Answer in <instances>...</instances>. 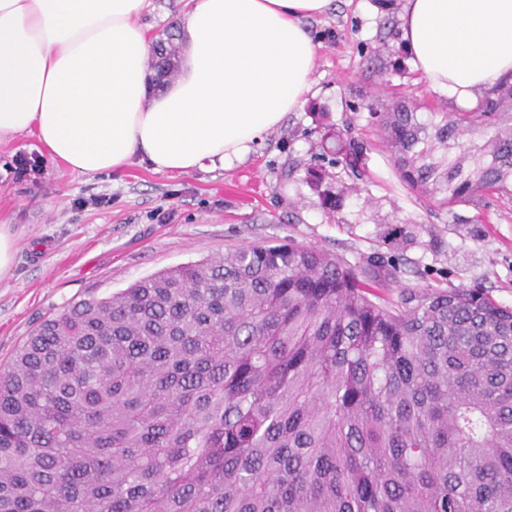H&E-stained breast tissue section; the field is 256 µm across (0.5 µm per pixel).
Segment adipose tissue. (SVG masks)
Returning <instances> with one entry per match:
<instances>
[{
	"instance_id": "ef3b65f1",
	"label": "adipose tissue",
	"mask_w": 512,
	"mask_h": 512,
	"mask_svg": "<svg viewBox=\"0 0 512 512\" xmlns=\"http://www.w3.org/2000/svg\"><path fill=\"white\" fill-rule=\"evenodd\" d=\"M332 0H187L178 76L150 90L146 0H0V137L36 136L95 176L145 164L226 168L299 111ZM402 38L436 91L468 109L512 73V0H403Z\"/></svg>"
}]
</instances>
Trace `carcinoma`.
I'll return each instance as SVG.
<instances>
[{"label":"carcinoma","instance_id":"cac0c4a2","mask_svg":"<svg viewBox=\"0 0 512 512\" xmlns=\"http://www.w3.org/2000/svg\"><path fill=\"white\" fill-rule=\"evenodd\" d=\"M379 127L432 205L512 196V78ZM325 128L359 178L364 146ZM307 183L343 207L325 170ZM0 512H512V309L479 287L385 303L294 242L79 301L0 370Z\"/></svg>","mask_w":512,"mask_h":512}]
</instances>
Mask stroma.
<instances>
[{
    "label": "stroma",
    "mask_w": 512,
    "mask_h": 512,
    "mask_svg": "<svg viewBox=\"0 0 512 512\" xmlns=\"http://www.w3.org/2000/svg\"><path fill=\"white\" fill-rule=\"evenodd\" d=\"M403 0H332L307 26L321 43L307 105L231 168L156 173L144 165L109 175L70 173L35 138L0 139V224L18 234L14 267L0 277V367L44 320L104 298L166 268L258 241H295L366 269L380 265L389 299L402 289H491L512 307V198L431 206L401 182L370 115L406 97L422 111L453 112L401 38ZM181 0H148L141 21L153 41L179 47ZM367 142L364 175L335 220L306 183L316 161L319 115ZM37 157L42 172L18 181L9 167Z\"/></svg>",
    "instance_id": "stroma-1"
}]
</instances>
